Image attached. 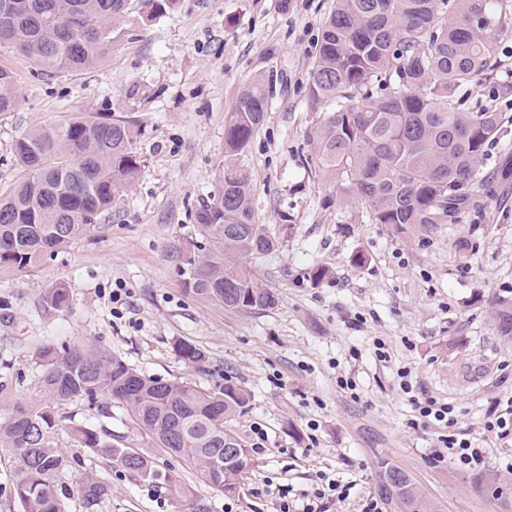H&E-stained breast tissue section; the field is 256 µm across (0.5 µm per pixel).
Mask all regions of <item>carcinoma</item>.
<instances>
[{
    "label": "carcinoma",
    "mask_w": 512,
    "mask_h": 512,
    "mask_svg": "<svg viewBox=\"0 0 512 512\" xmlns=\"http://www.w3.org/2000/svg\"><path fill=\"white\" fill-rule=\"evenodd\" d=\"M128 0H0V24L15 51L43 76L91 69L122 32ZM512 30V0H336L316 44L306 98L323 113L312 134L323 174L344 187L341 199L361 203L371 221L397 236L455 224L480 208L479 170L487 144L506 135L502 113L463 111L457 96L477 87L496 65L495 36ZM17 78L0 66V112L17 105ZM269 105L264 82L242 90L224 119V164L213 197L194 212L209 248L185 258L186 292L234 312L272 310L278 294L263 287L252 260L281 245L255 219L249 173L242 157ZM133 120L85 114L62 125L33 129L15 140L13 156L28 177L0 198V264L31 267L65 247L116 207L141 172ZM498 335L512 339V298L491 301ZM176 351L197 368L203 350L188 342ZM43 399L16 403L0 419V449L19 461L12 492L21 512H67L57 482L68 460L54 445L57 410L81 399L103 411L125 410L135 426L183 459L196 478L235 492L253 466L249 451L224 458V421L246 408L248 393L229 379L201 390L138 371L86 343L58 352L43 347ZM71 440L108 458L144 482L159 477L143 455L102 439L83 424ZM512 481L496 473L476 480L479 493L512 512ZM169 492L207 512L191 485L168 481ZM376 491L398 500L400 512H440L404 469L379 463ZM84 512L112 495L92 473L77 486Z\"/></svg>",
    "instance_id": "carcinoma-1"
}]
</instances>
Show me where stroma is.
<instances>
[{
  "label": "stroma",
  "mask_w": 512,
  "mask_h": 512,
  "mask_svg": "<svg viewBox=\"0 0 512 512\" xmlns=\"http://www.w3.org/2000/svg\"><path fill=\"white\" fill-rule=\"evenodd\" d=\"M334 3L174 0L149 18L141 0H128L110 52L92 69L53 77L33 75L30 62L0 48V65L16 72L19 90L15 110L0 113V197L26 176L12 155L15 140L80 112L136 120L142 161L120 204L68 247L25 269L0 265V406L40 401L39 350L76 342L148 375L201 389L229 379L250 395L245 412L224 425L253 459L228 496L197 481L122 408L66 403L56 442L70 460L61 478L69 512H83L76 484L89 471L112 487L97 512H188L166 488L75 446L74 422L150 455L162 473L193 484L208 512H277L284 498L298 510L325 478L355 484L329 512H360L382 460L410 473L443 512H500L477 492L478 471L460 470L436 428L416 419L398 374L409 370L414 392L454 404L458 429L486 450V470L502 471L512 440L485 432L482 422L494 402L512 398V340L497 334L489 309L492 297H512V183L496 177L512 151V93L498 92L512 84V33L496 37L493 78L462 104L501 112L509 131L485 151L492 196L461 223L396 237L364 206L340 204L309 139L322 115L307 104V74ZM261 78L269 106L245 165L259 221L282 246L252 266L279 305L242 313L186 293L184 257L201 242L193 213L217 188L224 117ZM316 266L328 274L314 283L306 273ZM61 284L69 302L57 308L45 294ZM116 288L124 291L117 305ZM181 342L203 350L206 366L185 363Z\"/></svg>",
  "instance_id": "35a3bbf8"
}]
</instances>
